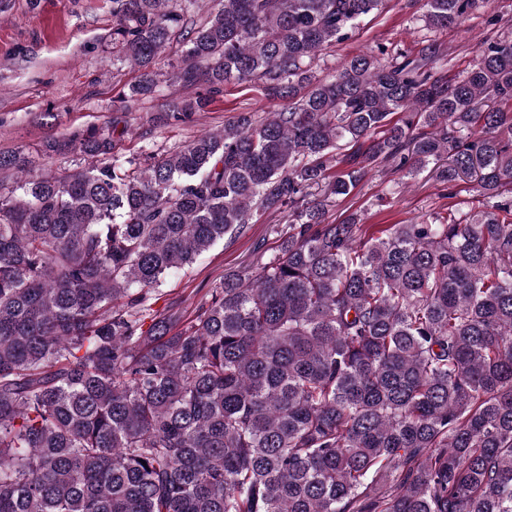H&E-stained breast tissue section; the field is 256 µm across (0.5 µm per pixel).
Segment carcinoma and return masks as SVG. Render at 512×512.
I'll use <instances>...</instances> for the list:
<instances>
[{
  "instance_id": "obj_1",
  "label": "carcinoma",
  "mask_w": 512,
  "mask_h": 512,
  "mask_svg": "<svg viewBox=\"0 0 512 512\" xmlns=\"http://www.w3.org/2000/svg\"><path fill=\"white\" fill-rule=\"evenodd\" d=\"M113 0L112 44L180 124L229 83L280 101L157 158L90 126L0 152V512H512V40L314 63L386 0ZM446 28L488 0H424ZM175 44L180 61L157 60ZM400 114L396 121L392 115ZM476 176L482 209L367 236L371 173ZM273 253L191 311L174 271L254 213Z\"/></svg>"
}]
</instances>
